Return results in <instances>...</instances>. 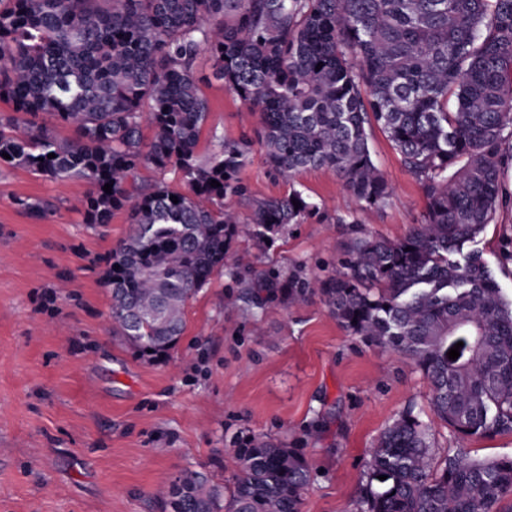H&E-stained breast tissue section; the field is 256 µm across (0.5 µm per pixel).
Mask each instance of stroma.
I'll return each instance as SVG.
<instances>
[{
	"label": "stroma",
	"instance_id": "obj_1",
	"mask_svg": "<svg viewBox=\"0 0 512 512\" xmlns=\"http://www.w3.org/2000/svg\"><path fill=\"white\" fill-rule=\"evenodd\" d=\"M198 74L210 106L199 157L213 134L251 139L239 172L251 194L282 196L295 184L319 206L265 247L235 237L227 261L239 275L272 267L285 276L299 266L323 276L341 268L348 221L389 240L420 224L423 192L381 130H372L370 147L390 196L363 208L330 170L274 173L256 142L257 113L212 77L208 61ZM87 190L77 179L0 169V512H162L159 488L184 470L226 483L236 448L257 436L304 450L311 478L301 512H356L373 448L410 406L430 428L435 459L459 448L473 458L512 455V432H451L412 363L348 334L320 299L255 315L239 298L241 284L221 272L188 302L176 345L141 356L107 321L105 274L127 215L84 223L77 204ZM18 197L49 200L57 212L33 220ZM510 225L512 206L466 246L508 299L502 229Z\"/></svg>",
	"mask_w": 512,
	"mask_h": 512
}]
</instances>
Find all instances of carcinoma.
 Returning <instances> with one entry per match:
<instances>
[{"label": "carcinoma", "mask_w": 512, "mask_h": 512, "mask_svg": "<svg viewBox=\"0 0 512 512\" xmlns=\"http://www.w3.org/2000/svg\"><path fill=\"white\" fill-rule=\"evenodd\" d=\"M203 54L259 114L275 172L329 169L360 205L380 206L390 190L369 147L376 126L426 198L421 224L402 239L353 231L345 271L282 280L256 269L240 299L262 310L317 296L351 335L412 361L451 431L512 432V299L479 255L450 259L508 197L512 0H0V100L12 109L0 113V164L85 181L86 224L126 211L130 229L106 276L110 321L143 355L175 345L187 303L224 270L239 233L224 196L243 200L258 242L319 210L297 188L249 195L237 178L247 140L215 134L199 158ZM59 126L75 136L58 137ZM144 167L180 174L188 191L141 183ZM15 204L34 220L56 212L40 199ZM431 448L428 427L406 409L373 449L357 512H497L512 494V456L459 448L434 465ZM309 471L302 449L257 437L238 448L224 486L184 471L160 499L171 512H300Z\"/></svg>", "instance_id": "1"}]
</instances>
